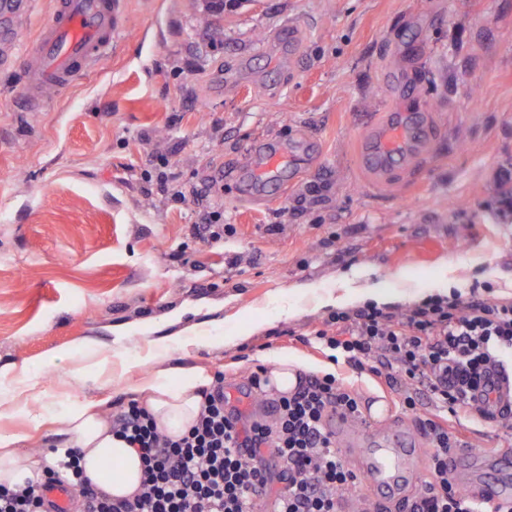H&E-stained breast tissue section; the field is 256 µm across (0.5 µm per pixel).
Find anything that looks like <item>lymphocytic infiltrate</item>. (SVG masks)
Returning <instances> with one entry per match:
<instances>
[{"label":"lymphocytic infiltrate","instance_id":"lymphocytic-infiltrate-1","mask_svg":"<svg viewBox=\"0 0 512 512\" xmlns=\"http://www.w3.org/2000/svg\"><path fill=\"white\" fill-rule=\"evenodd\" d=\"M316 338L341 351L351 366L383 378L401 411L426 392L435 408L419 428L429 453L412 512H489L448 476V456L460 437L453 425L486 375L512 366V304L456 293L423 299L392 313L369 304L328 314ZM265 367L248 377L272 412L253 419L233 406L216 376L194 421L179 437L158 429L138 403L113 414V434L139 454V489L115 497L85 474L81 452L67 450L37 480L0 485V512H50L47 492L67 483L75 512H351L357 477L325 428L333 412L356 416L361 398L334 374L309 376L291 394L270 395Z\"/></svg>","mask_w":512,"mask_h":512}]
</instances>
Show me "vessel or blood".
<instances>
[{"label":"vessel or blood","instance_id":"1","mask_svg":"<svg viewBox=\"0 0 512 512\" xmlns=\"http://www.w3.org/2000/svg\"><path fill=\"white\" fill-rule=\"evenodd\" d=\"M124 0H56L49 20L30 44L25 57L24 101L40 111L44 91L69 86L102 60L124 30ZM432 134L423 112H391L378 136L359 156L364 169L382 174L399 166L417 167L430 154ZM251 163L241 172L260 191L272 193L285 186L288 148L273 141H256ZM474 401L490 413L512 408V382L498 374L486 377ZM392 408L383 398L364 404L358 418L331 414L340 453L364 484L367 512H409L411 486L426 464L425 444L416 431L393 425ZM448 474L457 484L476 489L503 512H512V448L486 460L484 449L467 446L448 459Z\"/></svg>","mask_w":512,"mask_h":512}]
</instances>
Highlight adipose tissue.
Listing matches in <instances>:
<instances>
[{"mask_svg": "<svg viewBox=\"0 0 512 512\" xmlns=\"http://www.w3.org/2000/svg\"><path fill=\"white\" fill-rule=\"evenodd\" d=\"M211 382V377L197 368L188 370L185 378L178 381L163 370L155 378L136 386L135 391L141 405L154 416L159 430L177 436L196 418L203 404L202 390ZM65 421L75 447L82 451L81 465L86 474L96 475L104 463L118 462L124 479L120 485L112 487V494L134 493L142 477L140 457L123 440L112 436L99 403L74 402ZM19 441L18 435L0 434V484L23 481L41 470L40 460L20 458L16 449Z\"/></svg>", "mask_w": 512, "mask_h": 512, "instance_id": "ef3b65f1", "label": "adipose tissue"}]
</instances>
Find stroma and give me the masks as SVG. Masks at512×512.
I'll return each mask as SVG.
<instances>
[{"mask_svg": "<svg viewBox=\"0 0 512 512\" xmlns=\"http://www.w3.org/2000/svg\"><path fill=\"white\" fill-rule=\"evenodd\" d=\"M206 4L125 0L112 53L38 112L20 102L21 45L0 44L16 59L0 67V368L38 376L59 416L93 400L111 417L162 367L241 394L272 352L396 401L315 338L320 301L353 284L389 311L443 284L512 301L493 182L512 163V0ZM291 21L288 59L268 45ZM409 105L429 114L432 153L375 179L357 163L367 124ZM304 136L285 196L237 179L252 142ZM214 210L233 233L193 237ZM158 336L177 342L142 363ZM2 431L29 434L24 456L68 445L61 419L33 429L6 393Z\"/></svg>", "mask_w": 512, "mask_h": 512, "instance_id": "35a3bbf8", "label": "stroma"}]
</instances>
